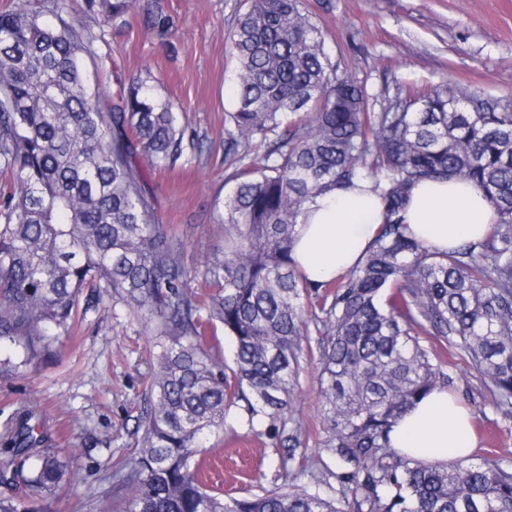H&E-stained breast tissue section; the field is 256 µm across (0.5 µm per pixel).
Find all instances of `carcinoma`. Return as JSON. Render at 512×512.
Listing matches in <instances>:
<instances>
[{"instance_id": "obj_1", "label": "carcinoma", "mask_w": 512, "mask_h": 512, "mask_svg": "<svg viewBox=\"0 0 512 512\" xmlns=\"http://www.w3.org/2000/svg\"><path fill=\"white\" fill-rule=\"evenodd\" d=\"M112 21L139 15L167 32L161 0H86ZM230 36L225 148L235 170L222 201L224 252L201 272L207 297L186 289L180 240L165 234L132 165L174 167L184 132L149 77L118 81L112 110L85 84L81 55L97 36L69 20L68 0L45 10L17 0L0 13V346L18 370L110 293L155 319L164 343L134 454L88 512H512V462L424 464L393 448L390 429L411 404L448 380L436 346H456L483 375L497 410L512 415V106L438 85L396 92L369 111L366 85L339 70L304 0H243ZM465 179L499 220L477 243L440 253L408 232L412 187ZM370 178L385 220L361 263L339 281L313 283L292 247L305 203ZM220 323L232 363L199 344ZM318 336L312 350L311 336ZM318 353L322 451L336 471L288 469L260 495L223 497L196 462L227 412L254 433L298 442L289 415L304 354ZM19 411L3 445L20 465L0 467V512H38L66 465ZM331 494L324 495L320 486Z\"/></svg>"}]
</instances>
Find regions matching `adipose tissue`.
Listing matches in <instances>:
<instances>
[{"instance_id":"obj_1","label":"adipose tissue","mask_w":512,"mask_h":512,"mask_svg":"<svg viewBox=\"0 0 512 512\" xmlns=\"http://www.w3.org/2000/svg\"><path fill=\"white\" fill-rule=\"evenodd\" d=\"M383 221V206L370 181L316 197L296 228L298 269L316 283L342 277L362 260ZM497 221L488 198L461 178L418 182L405 214L411 235L440 252L482 240ZM390 438L394 448L426 463L467 456L475 446L469 410L442 388L396 418Z\"/></svg>"}]
</instances>
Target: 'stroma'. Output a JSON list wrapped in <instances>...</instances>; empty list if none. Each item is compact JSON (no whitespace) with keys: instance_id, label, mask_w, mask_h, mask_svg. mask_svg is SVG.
<instances>
[{"instance_id":"stroma-1","label":"stroma","mask_w":512,"mask_h":512,"mask_svg":"<svg viewBox=\"0 0 512 512\" xmlns=\"http://www.w3.org/2000/svg\"><path fill=\"white\" fill-rule=\"evenodd\" d=\"M171 18L166 35L146 30L137 14L126 24L70 0L69 14L98 35L97 57H85L90 88L114 78H154L170 99L190 145L170 170L138 167L154 198L163 232L182 243L189 289L209 288L199 275L224 248L218 200L234 167L224 156V115L233 105L224 77L231 67L228 36L239 0H163ZM333 60L385 97L396 88L423 91L445 84L512 104V0H304ZM53 342L20 371H0V431L35 404L48 443L70 465V480L40 502L41 512H84L83 501L108 489V478L135 450L139 419L152 399L149 376L162 339L152 322L108 298L78 312L70 331L50 329ZM448 390L472 412L474 460L512 461V417L498 413L469 358L456 346L442 353ZM317 362H304L292 411L302 423L297 461L320 467L325 437ZM279 440L246 435L229 414L206 456L210 484L235 497L280 486Z\"/></svg>"}]
</instances>
